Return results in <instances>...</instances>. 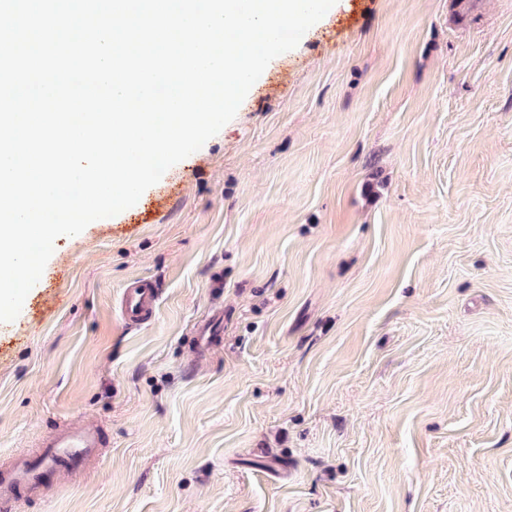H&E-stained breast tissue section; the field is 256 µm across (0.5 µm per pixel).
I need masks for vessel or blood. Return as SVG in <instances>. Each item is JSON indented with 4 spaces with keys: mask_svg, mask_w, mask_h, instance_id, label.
<instances>
[{
    "mask_svg": "<svg viewBox=\"0 0 512 512\" xmlns=\"http://www.w3.org/2000/svg\"><path fill=\"white\" fill-rule=\"evenodd\" d=\"M158 297L144 279L136 277L122 292V319L138 322L157 312ZM106 436L101 427L67 423L46 437L35 456L14 455L0 463V512H11L24 494L42 493L52 475L79 472L100 460Z\"/></svg>",
    "mask_w": 512,
    "mask_h": 512,
    "instance_id": "vessel-or-blood-1",
    "label": "vessel or blood"
}]
</instances>
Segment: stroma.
<instances>
[{
  "label": "stroma",
  "mask_w": 512,
  "mask_h": 512,
  "mask_svg": "<svg viewBox=\"0 0 512 512\" xmlns=\"http://www.w3.org/2000/svg\"><path fill=\"white\" fill-rule=\"evenodd\" d=\"M65 420L105 455L12 512H512V0H344L58 237L0 336V458ZM158 297L154 288L139 277L132 278L122 292V319L125 323L150 319L157 312Z\"/></svg>",
  "instance_id": "obj_1"
}]
</instances>
